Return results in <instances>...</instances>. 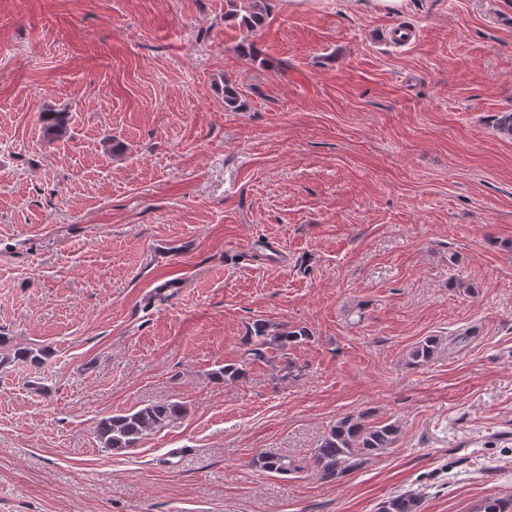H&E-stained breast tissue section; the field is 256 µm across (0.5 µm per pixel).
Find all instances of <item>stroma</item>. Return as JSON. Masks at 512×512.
I'll use <instances>...</instances> for the list:
<instances>
[{
    "label": "stroma",
    "instance_id": "stroma-1",
    "mask_svg": "<svg viewBox=\"0 0 512 512\" xmlns=\"http://www.w3.org/2000/svg\"><path fill=\"white\" fill-rule=\"evenodd\" d=\"M268 7L251 31L227 0H0V334L48 351L0 369V512L512 496V0ZM259 318L310 330L293 376L251 360ZM164 401L187 415L102 447L99 419ZM362 412L396 447L321 480L314 448ZM443 342L438 336H426L409 350L407 364L419 368L432 363L442 352ZM250 465L261 472L282 476H288L298 470V467L287 456L271 452L257 454L251 460Z\"/></svg>",
    "mask_w": 512,
    "mask_h": 512
}]
</instances>
